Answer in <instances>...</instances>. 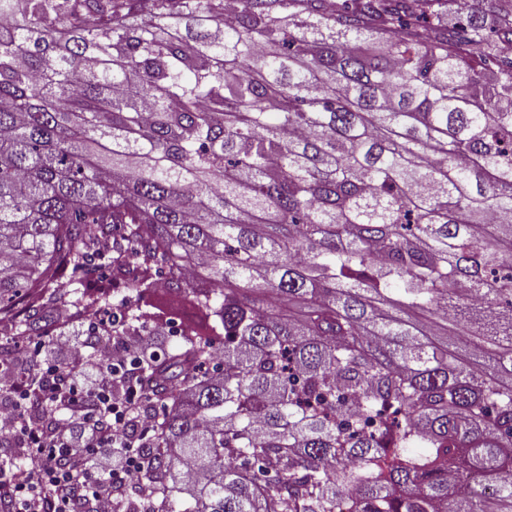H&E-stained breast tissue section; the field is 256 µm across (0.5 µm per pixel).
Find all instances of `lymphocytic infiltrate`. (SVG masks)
Masks as SVG:
<instances>
[{
	"mask_svg": "<svg viewBox=\"0 0 512 512\" xmlns=\"http://www.w3.org/2000/svg\"><path fill=\"white\" fill-rule=\"evenodd\" d=\"M51 343L58 356L45 359L38 392L30 391L25 377L0 364V389L10 394L17 410L55 398L65 403L50 431L23 427L24 445L36 450L38 466L0 465V506L7 512H79L86 503L90 512H116L129 478L141 473L127 427L141 395L133 391L113 401L105 420L87 407L86 398L108 395L105 374L126 366L129 353L115 337H100L92 359L97 376L87 385L82 369L59 361L72 348L68 337L52 336Z\"/></svg>",
	"mask_w": 512,
	"mask_h": 512,
	"instance_id": "obj_1",
	"label": "lymphocytic infiltrate"
}]
</instances>
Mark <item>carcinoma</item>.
Here are the masks:
<instances>
[{"instance_id":"cac0c4a2","label":"carcinoma","mask_w":512,"mask_h":512,"mask_svg":"<svg viewBox=\"0 0 512 512\" xmlns=\"http://www.w3.org/2000/svg\"><path fill=\"white\" fill-rule=\"evenodd\" d=\"M15 2L0 355L36 390L17 337L160 275L224 336L88 330L149 422L118 512H512V4Z\"/></svg>"}]
</instances>
